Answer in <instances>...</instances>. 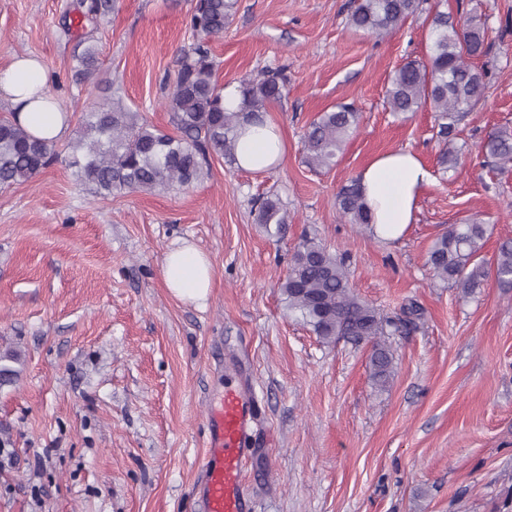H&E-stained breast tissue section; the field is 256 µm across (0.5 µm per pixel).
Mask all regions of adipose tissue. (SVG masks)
Wrapping results in <instances>:
<instances>
[{"mask_svg": "<svg viewBox=\"0 0 512 512\" xmlns=\"http://www.w3.org/2000/svg\"><path fill=\"white\" fill-rule=\"evenodd\" d=\"M0 99L11 103L17 120L33 138L56 143L67 135L70 115L52 93L41 59L18 55L0 69ZM283 154L282 135L269 122L246 127L237 139V164L245 170H267L278 165ZM428 182L421 160L406 150L379 155L361 170L358 183L377 237L394 240L403 234L414 220L417 200ZM162 276L173 295L199 301L209 293L213 267L205 254L185 243L165 253Z\"/></svg>", "mask_w": 512, "mask_h": 512, "instance_id": "adipose-tissue-1", "label": "adipose tissue"}]
</instances>
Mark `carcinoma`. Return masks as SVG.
Instances as JSON below:
<instances>
[{
    "label": "carcinoma",
    "instance_id": "obj_1",
    "mask_svg": "<svg viewBox=\"0 0 512 512\" xmlns=\"http://www.w3.org/2000/svg\"><path fill=\"white\" fill-rule=\"evenodd\" d=\"M420 0H353L347 24L382 38L402 27L418 10ZM236 0H192L187 27L193 47L184 53L165 108L175 133L149 124L119 96L85 112L84 127L72 146L69 165L77 178L103 198L123 192H161L189 186L210 169L213 158L236 162L235 145L243 123L263 122L268 108L285 97L287 78L281 69L263 70L238 79L240 104L224 107V87L216 77V63L208 42L224 35ZM82 17L90 25L112 10V0H80ZM486 23L470 13L457 17L435 10L429 26L426 60L410 59L395 69L385 90L391 112H415L430 104L435 112L436 138L443 144V171L457 167L459 151L453 136L467 112L483 98L487 72L474 65L486 55ZM74 56L75 75L88 79L98 70L97 49L90 38ZM359 122L352 103H340L320 113L304 133L306 163L314 170L329 169ZM492 165L512 166V128L490 132L482 145ZM58 158L55 145L31 137L14 113L0 115V188L33 179ZM336 209L350 224L369 228L370 216L358 180L344 184L336 195ZM256 221L281 232L288 213L279 199H259ZM484 224H451L428 252L432 276L466 294L483 287L489 276L512 286V240L498 246L493 264L481 256L487 240ZM288 309L300 314L325 344L341 339L368 342L372 353L371 378L385 385L393 373V354L381 340L383 320L377 309L361 299L349 283L346 260L313 238H304L291 257L288 273L279 284ZM14 352L0 354V386L18 376Z\"/></svg>",
    "mask_w": 512,
    "mask_h": 512
}]
</instances>
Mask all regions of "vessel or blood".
I'll list each match as a JSON object with an SVG mask.
<instances>
[{
  "label": "vessel or blood",
  "instance_id": "1",
  "mask_svg": "<svg viewBox=\"0 0 512 512\" xmlns=\"http://www.w3.org/2000/svg\"><path fill=\"white\" fill-rule=\"evenodd\" d=\"M255 420V402L225 384L219 404L207 416L206 458L200 469L203 512H248L241 489L242 452Z\"/></svg>",
  "mask_w": 512,
  "mask_h": 512
}]
</instances>
